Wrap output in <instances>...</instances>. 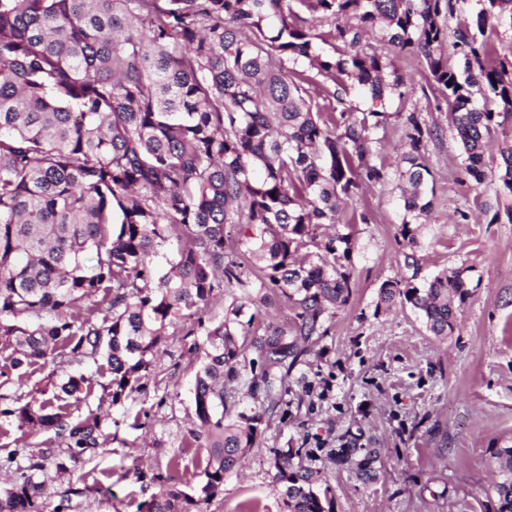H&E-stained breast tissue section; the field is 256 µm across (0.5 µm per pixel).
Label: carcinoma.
Wrapping results in <instances>:
<instances>
[{"mask_svg": "<svg viewBox=\"0 0 512 512\" xmlns=\"http://www.w3.org/2000/svg\"><path fill=\"white\" fill-rule=\"evenodd\" d=\"M476 2L472 24L453 31L459 72L443 53L441 0H299L352 49L338 59L313 49L322 35L288 0H0V339L17 354L11 367L101 356L116 405L143 390L163 330L180 312L206 307L223 287L247 289L194 344L203 362L191 435L206 448L204 479L191 493L153 495L146 512H203L223 492L262 423L229 384L246 385L254 402L284 403L291 371L352 297L354 244L336 215L361 183L389 180L371 156L391 113L322 112L306 98L313 77L289 82L286 64L306 59L319 76H345L333 92L342 105L351 96L401 97L405 81L392 60L361 47L368 28L382 24V39L422 58L452 100L464 170L480 185L487 140L512 118V62L485 67L486 29L505 12L512 22V0ZM405 124L399 234L414 248L432 208L425 152L437 129L414 112ZM500 156L496 177L512 195V141ZM240 224L251 227L243 239L232 235ZM176 227L185 230L179 259L160 275L150 256ZM246 253L261 263L252 279L240 261ZM470 271L444 269L419 287L387 279L378 305L407 303L428 332L446 336L470 295ZM101 288L111 295L98 322L79 303ZM271 293L295 311L288 330L256 322ZM86 383L70 375L52 399L39 392L0 409L63 443L25 455L24 465L19 450L8 452L15 479L0 490V512H38L44 462L64 473L102 447L110 414L72 418L53 403L80 401ZM328 455L355 463L365 484L377 479L375 448L353 439ZM311 457L308 448L273 451L286 512H326ZM497 458L495 512H512V447Z\"/></svg>", "mask_w": 512, "mask_h": 512, "instance_id": "1", "label": "carcinoma"}]
</instances>
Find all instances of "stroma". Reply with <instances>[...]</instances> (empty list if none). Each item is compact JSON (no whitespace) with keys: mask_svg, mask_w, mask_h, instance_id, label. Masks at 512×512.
I'll list each match as a JSON object with an SVG mask.
<instances>
[{"mask_svg":"<svg viewBox=\"0 0 512 512\" xmlns=\"http://www.w3.org/2000/svg\"><path fill=\"white\" fill-rule=\"evenodd\" d=\"M394 61L406 85L403 95L384 97L392 118L379 133L373 161L395 171L405 142L403 115L418 112L436 127L426 152L432 210L415 254L426 275L470 266V295L454 331L441 337L426 332L409 306L378 307L380 284L412 271L404 265L395 181L364 186L341 215L355 243L352 298L294 368L287 409L265 412L242 471L225 476L223 493L204 512L251 506L284 512L268 464L275 448L314 449L317 485L327 490L332 512H493L496 452L512 446V222L494 214L512 207V196L497 181L479 185L465 175L447 95L419 58L398 54ZM233 297L223 290L200 318L168 326L145 390L115 406L104 392L106 368L65 357L17 372L10 368L12 347L0 339V396L24 398L82 373L91 383L81 401H67V411L78 417L105 405L115 420L103 450L49 475L42 512H53L65 495L72 512H142L159 491L155 474L183 490L201 483L206 451L190 434L199 361L189 348L202 339L197 324L222 321ZM139 413L143 426L132 428ZM357 431L363 444L380 451L381 476L368 485L356 479L353 464L326 455ZM138 468L144 479L136 478Z\"/></svg>","mask_w":512,"mask_h":512,"instance_id":"35a3bbf8","label":"stroma"}]
</instances>
